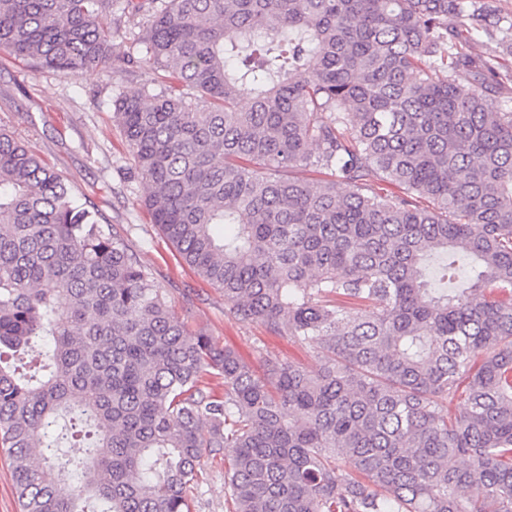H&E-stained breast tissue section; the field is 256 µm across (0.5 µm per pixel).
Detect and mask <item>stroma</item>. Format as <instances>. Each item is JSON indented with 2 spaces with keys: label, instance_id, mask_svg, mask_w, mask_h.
<instances>
[{
  "label": "stroma",
  "instance_id": "stroma-1",
  "mask_svg": "<svg viewBox=\"0 0 512 512\" xmlns=\"http://www.w3.org/2000/svg\"><path fill=\"white\" fill-rule=\"evenodd\" d=\"M120 58L111 69L82 79H64L36 62L0 52V127L26 140L97 211L104 228L117 231L141 266L190 329L231 346L246 361L258 353L315 369V350L257 323L238 320L223 293L200 279L152 224L134 158L112 119V100L124 88L145 83L136 67L142 26L122 5L110 18ZM229 454L204 455L191 512H226L224 471Z\"/></svg>",
  "mask_w": 512,
  "mask_h": 512
}]
</instances>
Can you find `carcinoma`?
<instances>
[{
  "label": "carcinoma",
  "instance_id": "1",
  "mask_svg": "<svg viewBox=\"0 0 512 512\" xmlns=\"http://www.w3.org/2000/svg\"><path fill=\"white\" fill-rule=\"evenodd\" d=\"M124 9L145 17L153 78L112 118L152 223L239 320L318 366L260 351L259 374L191 331L123 238L0 128V446L22 512H190L216 448L231 449L227 512H512V97L486 107L512 81V13ZM111 11L0 0V51L98 75ZM481 33L501 50L475 51ZM307 167L330 178L295 175ZM62 421L84 448L65 462Z\"/></svg>",
  "mask_w": 512,
  "mask_h": 512
}]
</instances>
